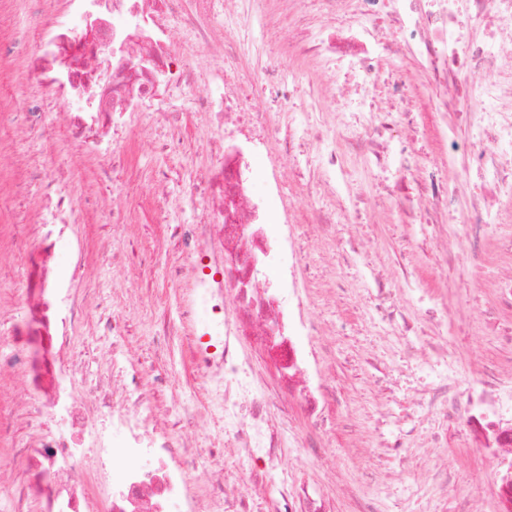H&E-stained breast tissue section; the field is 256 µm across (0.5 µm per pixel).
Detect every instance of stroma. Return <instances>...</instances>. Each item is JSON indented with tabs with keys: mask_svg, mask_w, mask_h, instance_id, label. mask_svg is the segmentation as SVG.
<instances>
[{
	"mask_svg": "<svg viewBox=\"0 0 512 512\" xmlns=\"http://www.w3.org/2000/svg\"><path fill=\"white\" fill-rule=\"evenodd\" d=\"M420 107L419 141L415 161L423 165L447 155L443 122L431 110L428 81L415 77ZM130 156L135 168L133 188L140 205L129 214L130 222L120 243V263L113 266L92 262L91 283L102 286L112 304L124 308L127 331L121 339L105 333L96 321H89L79 338V346L91 354L106 357L113 341H120L125 356L113 363L121 370L136 363L148 368L152 381L153 409L163 419H171L177 405L201 415L208 431L219 439L232 438L234 424L225 422L224 407L209 397L219 383L203 379L179 320L184 294L167 276L168 268L183 263L184 255L171 236L170 227L193 221L185 210L160 217L150 197L157 181L173 195L182 194L197 174L210 166L212 158L206 141L189 138L177 152L153 145L149 115L133 116L129 129ZM255 181L265 200L266 214L275 215L272 234L284 241L283 250L267 279L272 287L291 292L289 271L298 258H305L308 276L303 295L314 302L317 319L335 329L331 342L332 361L313 354L312 376L326 375L336 387L339 400L331 406L327 424L329 447L322 458L305 461L295 457L293 442L306 430L309 418L299 401H292L293 418L282 435V451L287 458L284 471L271 475L267 491L252 493L243 481L244 468L262 469L259 460L242 463L227 453H209L203 436L183 431L185 440L195 441L204 453L195 472L201 499H208L211 471L224 473L226 489L236 491L248 502L249 512H268L269 497L281 481H296L309 490L335 497L336 512H352L355 501L370 503L376 512H503L501 477L512 465V454L469 439L462 416L419 414L415 399L428 388L454 377L468 385L467 393L456 399L458 407L476 401L484 369L497 364L503 370L502 392L494 420L512 425V342L504 335L512 327V309H501L500 294L491 288L511 260L488 251L482 269L466 275L449 267L442 248L430 242L431 229L425 224H406L398 215H378L372 222L339 224L331 235L308 237L305 227L311 213L300 193L318 162L292 174L288 162L273 145L248 144ZM340 162L352 190L375 199L382 189V172L373 154L340 150ZM356 239L358 251L349 253L335 280L318 276L317 271L333 242ZM156 255L152 273H143L139 257ZM380 270L385 287L394 289L397 304L410 324L405 337L394 336L365 297L375 292L372 270ZM442 324L448 334V361L408 360V345H422L426 323ZM177 370L179 391L158 384L156 375ZM447 438L443 448L425 447L431 434ZM447 469L448 493L439 495L425 482L427 471Z\"/></svg>",
	"mask_w": 512,
	"mask_h": 512,
	"instance_id": "stroma-1",
	"label": "stroma"
}]
</instances>
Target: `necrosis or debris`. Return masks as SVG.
I'll return each instance as SVG.
<instances>
[{
  "mask_svg": "<svg viewBox=\"0 0 512 512\" xmlns=\"http://www.w3.org/2000/svg\"><path fill=\"white\" fill-rule=\"evenodd\" d=\"M276 2L292 27L279 52L255 51L247 33L259 11ZM27 15L32 37L0 35V67L22 58L38 96L25 111L0 112V156L11 154L14 137L52 141L66 132L68 153L48 152L30 159L12 156L15 180L36 186L39 211L22 216L0 197V224L22 271L13 279L14 297L0 300V370L24 381L19 401H0V444L11 447L21 473L7 490L11 512L37 503L41 512H237L235 493L225 491L222 472L211 474L221 490L201 506L189 474L201 449L182 442L177 430L152 422L142 368L121 373L104 368L86 378L79 336L88 313L115 337L124 335L126 316L106 310L81 286L90 258L106 263L116 256L111 238L86 249L74 235L81 213L99 209L100 200H75L72 186L80 163L109 166L126 155L124 140L112 137L115 119L131 108L155 105L172 89L191 99L195 129L209 131L242 115L268 132L282 152L308 164L311 143L343 144L360 151L383 142L393 172L381 210L427 212L436 245L447 246V225L458 227L468 247L457 267L484 262L486 225L500 221L499 208L512 205V0H35ZM222 14L235 21L228 32L210 23ZM416 57L431 78L434 109L453 112L446 125L449 159L485 178L481 198L459 199L458 182L446 165L412 168L411 139L416 108L405 103L385 110L384 88L402 91L410 77L397 58ZM304 60V68L280 79L283 56ZM249 63L254 84L267 86L272 107L259 108L233 89L238 66ZM342 103L346 117L328 111ZM479 111H471L472 102ZM295 103L302 125H282L277 105ZM213 163L187 192L156 193L160 214L192 209L193 223L175 234L186 261L176 276L193 299L183 315L190 324L206 318L207 351H196L203 378L225 377L224 417L237 430L225 442L248 461L261 457L264 470L248 473L255 491L283 463L281 430L289 399H298L310 427L296 448L298 458L321 456L326 406L336 388L325 378L309 380L308 353L300 332L324 330L304 301L289 303L270 288L261 267L279 242L258 219L252 168L243 152L221 140L212 143ZM325 181L307 187L305 200L318 230L333 221L358 222L359 207H341L330 218L322 207L336 198V157L328 155ZM260 347L273 381L258 379L242 357L243 344ZM249 413H242L243 403ZM28 439L15 444L18 421ZM336 501L307 495L305 488L281 483L270 512H335Z\"/></svg>",
  "mask_w": 512,
  "mask_h": 512,
  "instance_id": "1",
  "label": "necrosis or debris"
}]
</instances>
